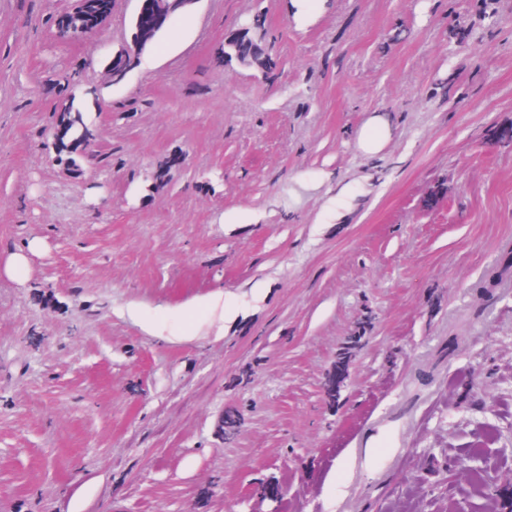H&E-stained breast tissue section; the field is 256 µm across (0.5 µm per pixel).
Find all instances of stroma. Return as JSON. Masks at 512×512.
<instances>
[{"instance_id": "1", "label": "stroma", "mask_w": 512, "mask_h": 512, "mask_svg": "<svg viewBox=\"0 0 512 512\" xmlns=\"http://www.w3.org/2000/svg\"><path fill=\"white\" fill-rule=\"evenodd\" d=\"M71 4L0 0V512L511 497L512 273L473 285L512 254V0H195L118 83L138 0L63 42ZM258 12L266 77L219 57ZM58 123H60V127L65 130L63 144L66 145L72 142L74 145V150L67 152L60 149L55 143L54 137H52L50 142L52 149H54L58 154L63 152L70 154V166L76 169L82 168L83 160L88 159L91 155H80L77 153L76 149L82 147L85 151L87 146L90 144V141L94 137L91 128L87 124L84 113L80 112L78 109H74L73 106H69L61 113ZM362 337V332L359 330L355 331L351 336L347 338L336 356V374L328 378L325 383L327 395L332 400L338 398L341 384L343 382L345 366L351 358L353 351L361 342Z\"/></svg>"}]
</instances>
